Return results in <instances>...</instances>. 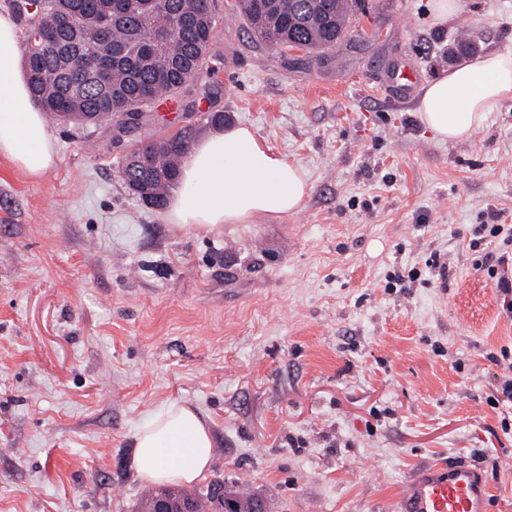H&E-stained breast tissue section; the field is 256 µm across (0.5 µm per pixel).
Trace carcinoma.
<instances>
[{"label":"carcinoma","mask_w":512,"mask_h":512,"mask_svg":"<svg viewBox=\"0 0 512 512\" xmlns=\"http://www.w3.org/2000/svg\"><path fill=\"white\" fill-rule=\"evenodd\" d=\"M99 0H43L28 18L24 66L33 99L48 114L85 129L115 122L120 129L130 112H153L162 96L197 94L196 80L208 65L207 50L217 37L214 0H113L110 40L126 55L112 62L107 88L80 68L84 56L104 46ZM358 0H237L240 19L261 42L292 43L309 52L336 46L350 32ZM194 129L181 128L145 147L132 148L138 165L123 166L125 182L140 186L149 205L164 206L177 187L182 160ZM166 497L192 512H216L211 492L163 488L144 495L133 512H152ZM255 495L224 485L220 504H246Z\"/></svg>","instance_id":"cac0c4a2"}]
</instances>
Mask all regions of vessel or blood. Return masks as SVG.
Returning <instances> with one entry per match:
<instances>
[{
  "mask_svg": "<svg viewBox=\"0 0 512 512\" xmlns=\"http://www.w3.org/2000/svg\"><path fill=\"white\" fill-rule=\"evenodd\" d=\"M400 512H490V488L481 467L436 461L409 472Z\"/></svg>",
  "mask_w": 512,
  "mask_h": 512,
  "instance_id": "b4317fda",
  "label": "vessel or blood"
}]
</instances>
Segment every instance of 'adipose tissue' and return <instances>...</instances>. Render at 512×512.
Returning <instances> with one entry per match:
<instances>
[{
    "instance_id": "obj_1",
    "label": "adipose tissue",
    "mask_w": 512,
    "mask_h": 512,
    "mask_svg": "<svg viewBox=\"0 0 512 512\" xmlns=\"http://www.w3.org/2000/svg\"><path fill=\"white\" fill-rule=\"evenodd\" d=\"M511 98L512 52H490L427 83L419 117L440 141L462 140L483 126L495 104ZM54 142L46 115L30 98L16 22L0 12V156L38 178L56 163ZM309 191L300 166L274 153L250 128L231 127L191 147L167 220L180 230L208 232L223 224L280 219L300 211ZM133 440L136 474L150 483H193L213 459L203 416L177 401L148 414Z\"/></svg>"
}]
</instances>
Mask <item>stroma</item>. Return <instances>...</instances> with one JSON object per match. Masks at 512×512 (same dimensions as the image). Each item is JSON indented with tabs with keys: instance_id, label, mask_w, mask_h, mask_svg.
I'll return each mask as SVG.
<instances>
[{
	"instance_id": "stroma-1",
	"label": "stroma",
	"mask_w": 512,
	"mask_h": 512,
	"mask_svg": "<svg viewBox=\"0 0 512 512\" xmlns=\"http://www.w3.org/2000/svg\"><path fill=\"white\" fill-rule=\"evenodd\" d=\"M430 4L362 0L312 56L216 0L213 93L192 110L119 143L51 121L38 180L0 156V512H132L133 435L173 401L208 420L209 478L272 512H397L408 472L452 460L479 462L491 512H512V404L489 401L490 357L512 349L489 271L512 272V249L469 245L512 219V100L442 142L392 81L512 51V0H462L443 25ZM216 110L306 171L302 210L184 233L127 191L126 145L189 123L203 138L192 114Z\"/></svg>"
}]
</instances>
